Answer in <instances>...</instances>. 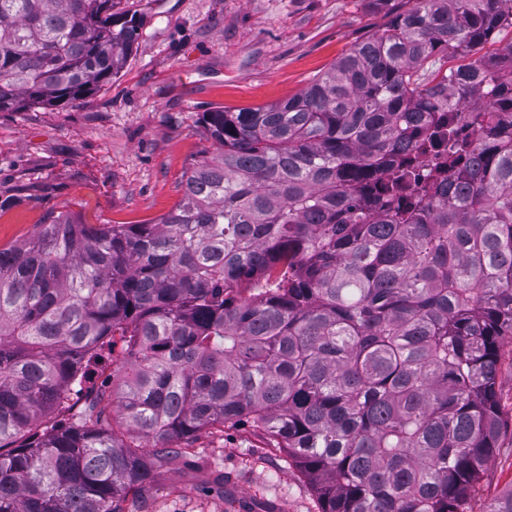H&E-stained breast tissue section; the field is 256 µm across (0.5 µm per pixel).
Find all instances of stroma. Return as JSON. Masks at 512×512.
<instances>
[{
  "mask_svg": "<svg viewBox=\"0 0 512 512\" xmlns=\"http://www.w3.org/2000/svg\"><path fill=\"white\" fill-rule=\"evenodd\" d=\"M141 18L122 71L58 108L0 112V248L32 239L52 215L142 224L180 201L193 164L215 157L203 113L299 94L353 46L383 29L382 0H120ZM505 426L468 512L512 488V342L496 385ZM147 512H321L303 474L248 425L199 434L189 456L164 458Z\"/></svg>",
  "mask_w": 512,
  "mask_h": 512,
  "instance_id": "stroma-1",
  "label": "stroma"
}]
</instances>
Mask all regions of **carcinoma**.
<instances>
[{
	"label": "carcinoma",
	"mask_w": 512,
	"mask_h": 512,
	"mask_svg": "<svg viewBox=\"0 0 512 512\" xmlns=\"http://www.w3.org/2000/svg\"><path fill=\"white\" fill-rule=\"evenodd\" d=\"M407 2L302 93L203 113L220 155L159 221L60 213L0 249V512H124L154 459L240 422L322 512H466L504 426L512 83L480 51L512 5ZM139 29L117 0H0V112L94 94ZM462 103L474 130L442 153ZM117 336V388L32 432Z\"/></svg>",
	"instance_id": "carcinoma-1"
}]
</instances>
